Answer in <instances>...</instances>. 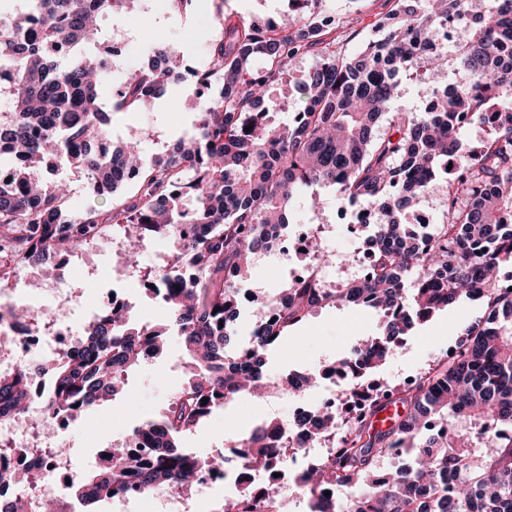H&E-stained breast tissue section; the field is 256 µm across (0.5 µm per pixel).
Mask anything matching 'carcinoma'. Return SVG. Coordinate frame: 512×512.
<instances>
[{"label": "carcinoma", "instance_id": "cac0c4a2", "mask_svg": "<svg viewBox=\"0 0 512 512\" xmlns=\"http://www.w3.org/2000/svg\"><path fill=\"white\" fill-rule=\"evenodd\" d=\"M378 23L382 37L353 54L336 52L321 34L329 25L324 0H287L271 17L220 22L218 39L198 71L196 122L151 163L140 162L137 144L107 147V110L134 112L178 80L182 59L152 47L148 66L128 74L116 96L100 89L112 72L92 53L104 36L99 21L126 14L128 0H9L0 27V62L11 68L0 113V288L22 266L53 268V260L78 251L113 228L130 229L127 263L139 269V243L172 236L169 264L152 275L153 295L163 303L160 322L140 319L132 308L98 314L81 326L74 354L44 374L29 364L0 376V414L25 413L38 402L48 436L56 419L74 422L104 399L123 391L131 369L149 350L161 353L169 330L181 339L189 369L164 412L144 421L141 453L107 445L94 469L67 486L81 512L126 493L165 489L194 493L202 475H222V452L197 455L183 439L248 383L266 393L303 394L324 382L318 371L288 374L283 383L263 373L265 354L318 309L365 306L383 322L376 336L355 344L327 371L365 379L405 343L416 325L462 298L481 300L488 316L457 332L453 354L424 371L402 397L404 413L376 430L368 417L393 399L382 390L369 397L364 418L348 427L336 450L308 467L299 487L309 512H326L320 493L331 489L335 512H512V290L501 269L512 264V0H492L484 14H468V0H394ZM454 22L469 31L454 49L466 85L439 91L424 112L382 117L405 76L430 78L444 58L432 38ZM318 57L294 86L301 105L286 123L270 120L269 91L292 64ZM478 121L489 137L466 148L462 127ZM250 130H245V127ZM64 160L85 176L94 196H114L130 180L135 193L105 209L68 215L65 180L45 181L48 159ZM444 178V218L428 233L407 230L429 185ZM331 188L340 203L377 212L368 227L374 265L369 277L319 288L312 279L290 280L267 305L274 322L257 321L236 342L238 292L247 274L244 257L273 249L287 235L288 214L303 187ZM412 286H407L409 278ZM208 401H202V398ZM322 439L340 429L336 414L312 406L296 421ZM284 431L272 419L241 434L244 466L268 472L287 457L273 438ZM407 461L378 479L390 456ZM25 470L0 468V512H28ZM214 512H272L264 492L240 487Z\"/></svg>", "mask_w": 512, "mask_h": 512}]
</instances>
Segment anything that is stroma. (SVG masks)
Returning a JSON list of instances; mask_svg holds the SVG:
<instances>
[{"instance_id": "35a3bbf8", "label": "stroma", "mask_w": 512, "mask_h": 512, "mask_svg": "<svg viewBox=\"0 0 512 512\" xmlns=\"http://www.w3.org/2000/svg\"><path fill=\"white\" fill-rule=\"evenodd\" d=\"M284 6V0H201L200 4L177 14L170 12L163 0H151L150 12L138 13L127 20L135 37L124 66L129 70L141 67L150 46L157 44L183 56L190 67H201L219 33L221 17L270 16ZM327 6L336 23L324 31L323 38L338 51L350 54L377 38L376 25L392 10L394 0H327ZM445 70V77L435 78L430 84L416 80L401 82L394 94L392 110L422 111L433 87L447 82L463 83V74L453 64H446ZM195 91L193 80H181L154 99L151 110L113 113V143L140 141L143 160L151 161L191 129L195 114L190 111L188 101ZM318 195L323 203L322 211H311L310 195L302 193L293 202L290 222L325 225V245L340 259L333 267V275L341 282L351 273L348 261L358 252L361 241L348 229L333 191L322 188ZM99 244L87 273L72 282V290L90 288L95 294L104 295L117 287L136 305L140 316L151 321L162 319L163 308L146 294L137 277L124 274L123 258L116 252L111 234H104ZM299 263L296 257L279 260L264 254L254 256L249 278L239 285L241 293L251 298L240 309L241 336H248L264 303L278 288L284 287ZM483 312L484 305L479 301L459 302L440 311L413 330L399 353L376 374V382L389 388L406 387L435 361L447 356L456 342L449 335V328L463 329ZM379 329L380 319L373 310L353 305L319 309L294 337L269 353L266 373L283 379L294 370L317 369L345 354L355 341L376 335ZM182 359L178 336H170L161 354L142 362L130 373L123 394L102 402L87 418L61 430L75 473L87 470L101 446L121 441L138 422L159 417L184 378ZM292 407V399L282 395L261 401L248 395L239 396L216 410L200 430L185 438L184 445L202 454L219 447L232 448L242 432L272 418L287 421Z\"/></svg>"}]
</instances>
